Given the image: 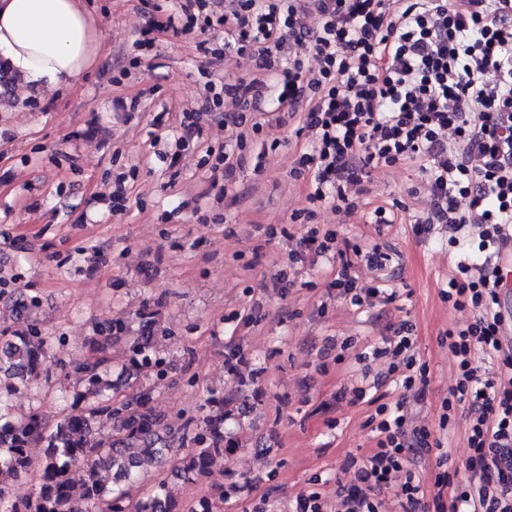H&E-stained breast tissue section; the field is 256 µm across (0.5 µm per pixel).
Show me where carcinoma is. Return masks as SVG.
Returning a JSON list of instances; mask_svg holds the SVG:
<instances>
[{
    "label": "carcinoma",
    "instance_id": "obj_1",
    "mask_svg": "<svg viewBox=\"0 0 512 512\" xmlns=\"http://www.w3.org/2000/svg\"><path fill=\"white\" fill-rule=\"evenodd\" d=\"M131 342V377L162 364L156 313H137ZM125 328L97 322L98 356L74 366L82 391L64 416L50 423L39 412L17 415L13 395L48 376L50 337L37 319L6 337L0 349V512H212L203 501H181L175 489L200 482L224 460V398L209 402L196 418L174 427L153 406L151 393L112 380L103 343ZM180 441L175 446L173 442ZM44 448L34 460L27 449ZM34 483L26 497L12 496L19 479Z\"/></svg>",
    "mask_w": 512,
    "mask_h": 512
}]
</instances>
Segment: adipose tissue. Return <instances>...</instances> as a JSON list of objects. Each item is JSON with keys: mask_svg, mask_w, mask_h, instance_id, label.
I'll use <instances>...</instances> for the list:
<instances>
[{"mask_svg": "<svg viewBox=\"0 0 512 512\" xmlns=\"http://www.w3.org/2000/svg\"><path fill=\"white\" fill-rule=\"evenodd\" d=\"M100 60L86 0H0V63L22 82L67 88Z\"/></svg>", "mask_w": 512, "mask_h": 512, "instance_id": "obj_1", "label": "adipose tissue"}]
</instances>
